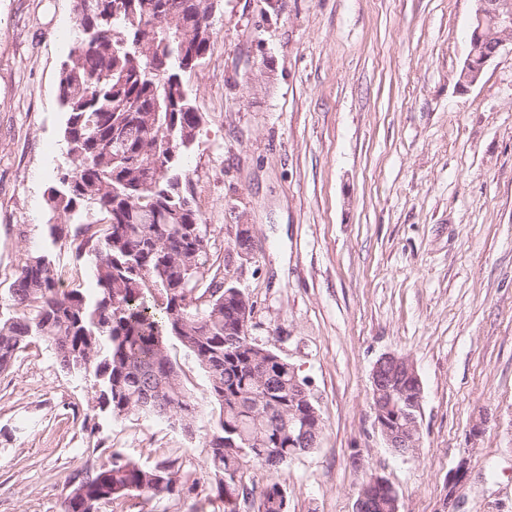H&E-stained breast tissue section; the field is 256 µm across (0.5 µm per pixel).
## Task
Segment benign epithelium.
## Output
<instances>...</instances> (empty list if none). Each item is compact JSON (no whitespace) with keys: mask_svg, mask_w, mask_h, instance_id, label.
<instances>
[{"mask_svg":"<svg viewBox=\"0 0 512 512\" xmlns=\"http://www.w3.org/2000/svg\"><path fill=\"white\" fill-rule=\"evenodd\" d=\"M476 7L473 21L477 23L475 37H482V30L486 19L491 18L498 23L500 29L499 41L494 49L481 57H474L469 54L464 62V71L481 75L484 67L493 60L502 50L512 46V0H474ZM401 373L404 377H411L414 381H420L413 362L406 356L396 353L382 355L374 364L371 371L372 402L371 410L374 416V423L377 430L388 447L394 453L407 457L416 453L420 447V423L422 408V390L408 391L398 385L393 386L392 375ZM398 402L403 403V412L406 417L404 423L391 429L383 425L386 414L393 409ZM472 469V457L465 452L458 457L454 467L448 472L446 487L448 494L444 499V508L450 509L455 506L456 490L462 483L466 482ZM382 486L389 490L391 497L392 512H400L399 498L392 485L381 476L371 477L366 493L362 494L361 500L365 502L364 508H372V488Z\"/></svg>","mask_w":512,"mask_h":512,"instance_id":"1","label":"benign epithelium"}]
</instances>
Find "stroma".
Instances as JSON below:
<instances>
[{"label": "stroma", "instance_id": "35a3bbf8", "mask_svg": "<svg viewBox=\"0 0 512 512\" xmlns=\"http://www.w3.org/2000/svg\"><path fill=\"white\" fill-rule=\"evenodd\" d=\"M474 0H219L202 65L185 77L204 120L183 158L224 278L252 302L251 336L309 378L325 427L275 475L288 512H353L371 475L400 512H512V52L458 83ZM73 0H0V311L18 265L45 255L65 288L94 290L90 246L53 237L67 163L57 98ZM249 226L252 250L235 246ZM197 403L192 435L100 410L90 380L35 341L0 372V512H61L71 480L109 448L179 459L193 493L124 512H224L206 465L214 405L170 341ZM386 353L423 389L421 446L401 458L370 408ZM489 422L470 441L473 420ZM94 423L96 432L86 430ZM471 469L472 457L467 451L458 457L454 467L448 472L446 480L448 494L444 499V508L448 509V512H454V510L449 509L455 506L457 487L468 480Z\"/></svg>", "mask_w": 512, "mask_h": 512}]
</instances>
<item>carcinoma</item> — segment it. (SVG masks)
Returning <instances> with one entry per match:
<instances>
[{"label": "carcinoma", "mask_w": 512, "mask_h": 512, "mask_svg": "<svg viewBox=\"0 0 512 512\" xmlns=\"http://www.w3.org/2000/svg\"><path fill=\"white\" fill-rule=\"evenodd\" d=\"M85 2L73 0L72 38L84 54L58 77L70 165L48 201L94 243L97 291L60 287L45 256L25 261L10 290L23 316L0 317V371L41 339L62 370L94 378L100 409L184 430L195 404L168 353L175 337L207 373L218 408L206 447L224 512H287L282 485L258 491L247 468L278 471L304 451L302 425L317 441L323 419L295 393L305 382L295 367L241 333L245 303L211 263L209 225L181 164L203 123L183 77L210 48L214 0ZM194 488L176 458L145 466L114 450L85 467L63 512Z\"/></svg>", "instance_id": "cac0c4a2"}]
</instances>
